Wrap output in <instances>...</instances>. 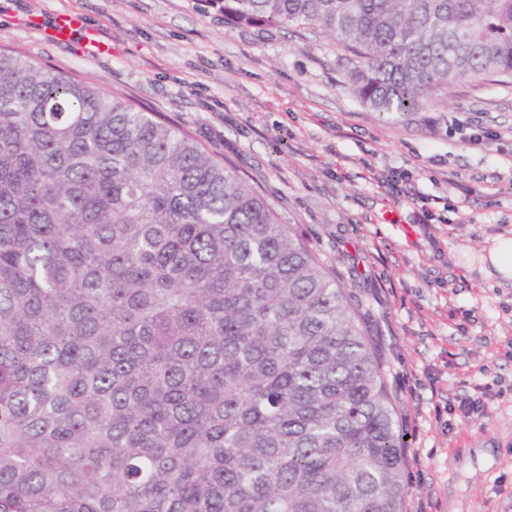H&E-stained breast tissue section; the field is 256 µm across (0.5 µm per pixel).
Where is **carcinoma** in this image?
Wrapping results in <instances>:
<instances>
[{
    "label": "carcinoma",
    "mask_w": 512,
    "mask_h": 512,
    "mask_svg": "<svg viewBox=\"0 0 512 512\" xmlns=\"http://www.w3.org/2000/svg\"><path fill=\"white\" fill-rule=\"evenodd\" d=\"M308 25L412 113L512 77V0H210ZM394 401L343 288L252 180L0 49V512H402Z\"/></svg>",
    "instance_id": "cac0c4a2"
}]
</instances>
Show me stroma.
<instances>
[{
	"instance_id": "stroma-1",
	"label": "stroma",
	"mask_w": 512,
	"mask_h": 512,
	"mask_svg": "<svg viewBox=\"0 0 512 512\" xmlns=\"http://www.w3.org/2000/svg\"><path fill=\"white\" fill-rule=\"evenodd\" d=\"M61 13L101 52L47 37ZM0 48L160 113L253 178L382 365L420 456L403 512H512V279L487 260L512 237V83L462 77L419 112L380 114L328 37L238 25L209 0H0ZM467 396L480 415H461Z\"/></svg>"
}]
</instances>
